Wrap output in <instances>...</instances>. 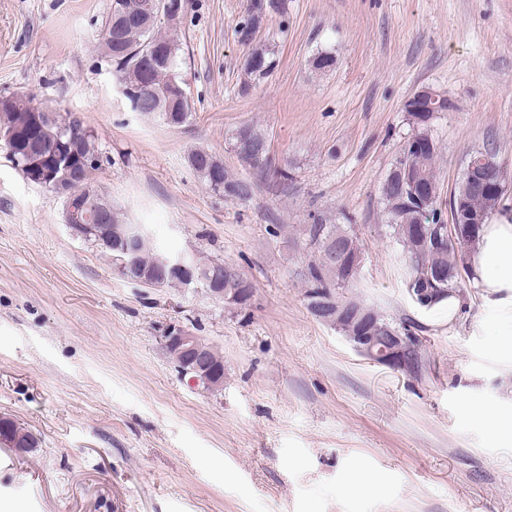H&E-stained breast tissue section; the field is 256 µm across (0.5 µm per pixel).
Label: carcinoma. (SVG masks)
Here are the masks:
<instances>
[{"mask_svg": "<svg viewBox=\"0 0 512 512\" xmlns=\"http://www.w3.org/2000/svg\"><path fill=\"white\" fill-rule=\"evenodd\" d=\"M146 0H119L118 10L114 14L107 15L105 33L102 42L101 53L104 60L114 67L121 81L139 89V94L134 100L133 109L147 116H159L166 124H171L169 115L174 113V104L171 93L175 87L184 86L178 71V57L180 43L174 34L162 30V24H176L183 19L187 10V0H180L179 13L167 21L151 15L143 14L142 6ZM281 17L286 14V0H245L243 20L235 32L245 28L257 30L261 28L267 17L271 15ZM277 66V58L274 51L263 45L248 47V53L243 64L245 75L244 87L251 83L264 79L272 74ZM17 102L15 109H3L0 111V127H10L15 130L25 129L31 121V111L28 104L34 98L28 94L16 93L12 95ZM39 111L49 113L42 119L36 131V137L32 140V147L41 152H48L56 147L59 141L64 139L63 130L67 129L77 137L89 134L87 145L94 152H100L98 136L95 131L89 130L83 122L72 113H61L50 107H39ZM432 113H427L424 120L413 124V133L407 139L402 148L401 156L395 162L405 161V164L423 173L431 182H438L436 175V158L438 145L431 141L430 145L423 144L424 137L431 136L428 121ZM254 141L251 149L254 160L247 164L253 170L264 171L270 167V157L267 139L257 128H252ZM189 163L199 173L207 186H212L210 169L213 167L224 168V162L211 153L195 149L189 154ZM97 170L94 165L81 166L78 169V177L72 185L74 189L88 188L92 191L91 206L100 209L106 214L110 227H122L125 225L119 212L112 206V201L98 190L95 185L93 172ZM223 195L228 198L245 200L251 195V184L243 179L224 172ZM381 200L384 216L388 227L391 228L397 240L406 243L408 248H413L412 226L415 224H433L435 219H428L425 213L415 209L410 203L400 180L386 177L381 186ZM306 235L309 244L318 251H323L327 241L338 240L343 242L350 252L360 251V248L351 234V227H341L335 224H324L319 219L307 225ZM198 262L203 268L218 267L224 270V281L228 282L240 277V274L231 266L220 260L201 257ZM437 269L442 274L441 287L448 290L456 289L463 281V277L470 276L469 266L466 263L465 251H456L453 248L434 250L430 247L423 249L416 259L412 260L408 267L407 279H419L428 272ZM358 269L351 266L333 267L323 262H314L307 268L306 279L309 292H321L322 313L318 318L330 321L336 313V289L350 282L357 274ZM349 304L353 310L347 313L345 325L339 327V331L347 333L351 331L348 326L350 319L354 317L355 309L359 308L369 314L378 317L379 323L394 327L400 333H405L406 328L394 326V323L386 321L385 317L376 309L351 300Z\"/></svg>", "mask_w": 512, "mask_h": 512, "instance_id": "obj_1", "label": "carcinoma"}]
</instances>
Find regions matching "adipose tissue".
<instances>
[{
  "instance_id": "adipose-tissue-1",
  "label": "adipose tissue",
  "mask_w": 512,
  "mask_h": 512,
  "mask_svg": "<svg viewBox=\"0 0 512 512\" xmlns=\"http://www.w3.org/2000/svg\"><path fill=\"white\" fill-rule=\"evenodd\" d=\"M471 281L486 305L512 307V214L484 225L470 262Z\"/></svg>"
}]
</instances>
